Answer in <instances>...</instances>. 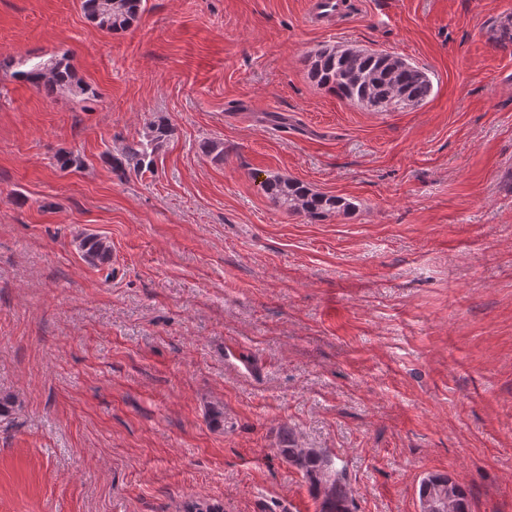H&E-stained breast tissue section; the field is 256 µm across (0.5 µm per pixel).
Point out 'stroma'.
<instances>
[{"instance_id": "obj_1", "label": "stroma", "mask_w": 512, "mask_h": 512, "mask_svg": "<svg viewBox=\"0 0 512 512\" xmlns=\"http://www.w3.org/2000/svg\"><path fill=\"white\" fill-rule=\"evenodd\" d=\"M307 10L144 0L109 34L81 0H0V60L68 54L96 93L0 70V512H320L294 444L336 458L350 512H419L435 474L512 512V0ZM337 45L431 96L338 98L308 66ZM157 118L174 138L118 180L105 152ZM272 175L355 209L288 213ZM341 7V0H311L308 15L311 20L329 21L339 13ZM79 247L92 262L104 264L109 262L112 256L110 243L98 235H86L80 240Z\"/></svg>"}]
</instances>
